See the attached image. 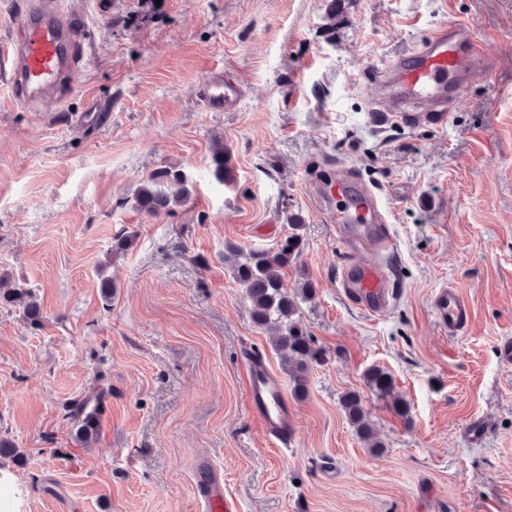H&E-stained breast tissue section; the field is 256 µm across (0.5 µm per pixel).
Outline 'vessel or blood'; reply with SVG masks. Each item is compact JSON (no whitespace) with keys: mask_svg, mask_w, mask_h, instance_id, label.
<instances>
[{"mask_svg":"<svg viewBox=\"0 0 512 512\" xmlns=\"http://www.w3.org/2000/svg\"><path fill=\"white\" fill-rule=\"evenodd\" d=\"M16 36L0 53V65L8 68L15 99L35 105L47 95L67 96L75 89L82 64L83 29L80 16L65 9L61 0H31L26 14L16 19ZM483 46L459 37L453 25H441L416 48L373 68L371 79L383 92L391 116L428 105L427 119L441 121L463 98L472 74L490 68ZM201 95L209 110H234L240 91L218 71L208 72ZM321 209L336 224L349 245L368 244L378 250L390 247L389 212L381 197L367 184L354 180L345 169H337L320 199ZM348 294L366 310H385L394 295L383 267L359 262L350 268ZM434 308L439 322L449 332L466 327L470 307L459 290L438 292ZM247 400L267 432L287 437L293 429V413L279 378L258 360L250 361ZM199 485L207 512H238L233 500L224 495L221 475L207 465L198 468Z\"/></svg>","mask_w":512,"mask_h":512,"instance_id":"b4317fda","label":"vessel or blood"}]
</instances>
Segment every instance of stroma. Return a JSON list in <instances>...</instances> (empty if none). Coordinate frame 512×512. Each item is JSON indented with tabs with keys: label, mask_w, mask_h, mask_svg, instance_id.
I'll list each match as a JSON object with an SVG mask.
<instances>
[{
	"label": "stroma",
	"mask_w": 512,
	"mask_h": 512,
	"mask_svg": "<svg viewBox=\"0 0 512 512\" xmlns=\"http://www.w3.org/2000/svg\"><path fill=\"white\" fill-rule=\"evenodd\" d=\"M85 24V58L64 103L16 105L0 69V276L25 280L45 322L0 306V436L28 512H200L197 465L224 471L239 512H512V0H68ZM442 24L494 59L444 122H379L369 72ZM221 68L236 110L205 107ZM98 122L82 123L89 103ZM222 140L234 181L211 175ZM164 165L192 198L149 216L129 202ZM351 167L391 213L395 300L372 315L350 303L352 255L319 207L332 170ZM302 219L284 274L315 295L302 324L326 360L294 433L280 443L252 415L246 357L282 374L252 322L226 245L269 250ZM137 238L116 261L112 236ZM114 280L111 302L102 279ZM459 288L470 321L448 333L434 297ZM380 367L409 419L370 390ZM105 389L89 447L63 404ZM360 393L384 442L374 453L341 408ZM483 420L481 444L468 424Z\"/></svg>",
	"instance_id": "obj_1"
}]
</instances>
